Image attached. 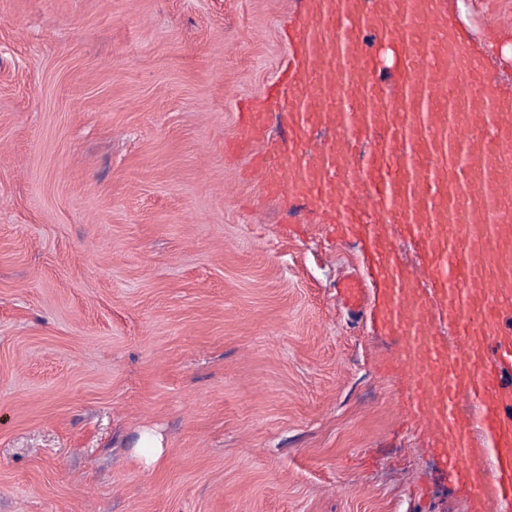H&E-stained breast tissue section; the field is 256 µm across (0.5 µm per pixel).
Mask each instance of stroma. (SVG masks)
I'll return each instance as SVG.
<instances>
[{
    "instance_id": "stroma-1",
    "label": "stroma",
    "mask_w": 512,
    "mask_h": 512,
    "mask_svg": "<svg viewBox=\"0 0 512 512\" xmlns=\"http://www.w3.org/2000/svg\"><path fill=\"white\" fill-rule=\"evenodd\" d=\"M447 4L512 89V0ZM303 7L0 0V512H470L357 240L224 152Z\"/></svg>"
}]
</instances>
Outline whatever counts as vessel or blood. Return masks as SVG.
<instances>
[{
  "label": "vessel or blood",
  "mask_w": 512,
  "mask_h": 512,
  "mask_svg": "<svg viewBox=\"0 0 512 512\" xmlns=\"http://www.w3.org/2000/svg\"><path fill=\"white\" fill-rule=\"evenodd\" d=\"M291 41L266 99L288 145L256 157L259 187L361 243L370 274L338 303L396 339L402 409L472 512H512V94L446 0H306Z\"/></svg>",
  "instance_id": "b4317fda"
}]
</instances>
